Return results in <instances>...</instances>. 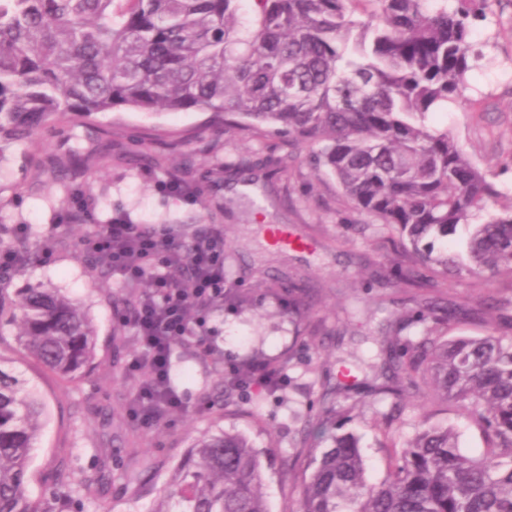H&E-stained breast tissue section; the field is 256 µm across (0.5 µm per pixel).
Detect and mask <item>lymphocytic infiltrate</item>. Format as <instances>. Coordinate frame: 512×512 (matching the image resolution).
<instances>
[{
    "label": "lymphocytic infiltrate",
    "instance_id": "1",
    "mask_svg": "<svg viewBox=\"0 0 512 512\" xmlns=\"http://www.w3.org/2000/svg\"><path fill=\"white\" fill-rule=\"evenodd\" d=\"M82 249L107 262L113 275L147 287L132 313L142 348L135 366L147 373L135 402L146 419L158 420L183 405L167 384L175 345L192 339L209 356L218 354L204 322L190 319L187 309L223 303L224 237L211 226L182 245L168 231L140 224H108L87 235Z\"/></svg>",
    "mask_w": 512,
    "mask_h": 512
}]
</instances>
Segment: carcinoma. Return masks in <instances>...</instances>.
I'll use <instances>...</instances> for the list:
<instances>
[{"label":"carcinoma","instance_id":"1","mask_svg":"<svg viewBox=\"0 0 512 512\" xmlns=\"http://www.w3.org/2000/svg\"><path fill=\"white\" fill-rule=\"evenodd\" d=\"M490 0H0V158L51 118L69 122L123 107L209 112L226 129H271L318 147L314 168L375 216L399 259L375 281L430 286L435 296L387 323L391 374L372 386L453 413L483 440L421 417L397 440L402 415L381 414L387 476L366 478L359 438L336 434L358 401L309 407L296 512H512V207L488 212L497 191L446 129L427 117L468 100L482 68L473 44ZM487 214L484 222L469 220ZM16 268L42 259L12 244ZM497 284L484 293V279ZM469 279L448 300V286ZM288 315L310 304L288 279ZM482 336L448 337L475 309ZM46 369L75 380L95 364V331L51 288L0 299V318ZM45 406L0 356V512H56L26 497L27 461ZM153 512H270L258 451L242 433L205 434L172 473Z\"/></svg>","mask_w":512,"mask_h":512}]
</instances>
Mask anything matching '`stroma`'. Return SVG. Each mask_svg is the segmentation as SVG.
<instances>
[{
  "mask_svg": "<svg viewBox=\"0 0 512 512\" xmlns=\"http://www.w3.org/2000/svg\"><path fill=\"white\" fill-rule=\"evenodd\" d=\"M476 40L487 41L490 68L473 73L480 90L475 108L456 106L430 115L429 124L448 129L501 193L498 209L512 206V0H492L488 22ZM101 137L86 151L81 123L47 122L34 141L13 144L0 167V241H14L16 225L30 227L29 242L66 238L35 267L0 281L13 299L43 285L78 301L96 333V367L76 381L60 378L19 346L17 329L0 324V354L34 386L47 416L28 463L26 493L34 500L75 497L83 512H151L174 468L193 440L236 430L261 454L271 512H295L302 483L294 466L309 406L324 383H338L342 368L373 376L383 357L380 341L391 314L406 306L397 282L374 283L375 269L396 253L382 239L372 216L353 210L335 178L315 171L310 149L262 132L225 130L207 112L147 114L126 108L92 119ZM179 177L193 195H171L166 184ZM84 205L86 224L73 225L69 211ZM112 223L171 229L189 242L202 225H218L224 236V273L251 304L207 311L214 344L232 362L257 354L287 361L283 386L273 395L250 390L244 405L225 404L216 381L222 368L191 348H175L172 372L184 409L149 423L135 412L138 378L128 372L141 353L136 330L117 303L127 288L119 279L101 281L81 250L88 230ZM270 224H285L308 246L274 248ZM302 276L316 301L303 325L268 294L261 276ZM360 276V298L349 291ZM383 299L368 314L364 298ZM371 419L343 422L361 439L369 482L385 476L374 445ZM93 480L85 491L84 480Z\"/></svg>",
  "mask_w": 512,
  "mask_h": 512,
  "instance_id": "35a3bbf8",
  "label": "stroma"
}]
</instances>
